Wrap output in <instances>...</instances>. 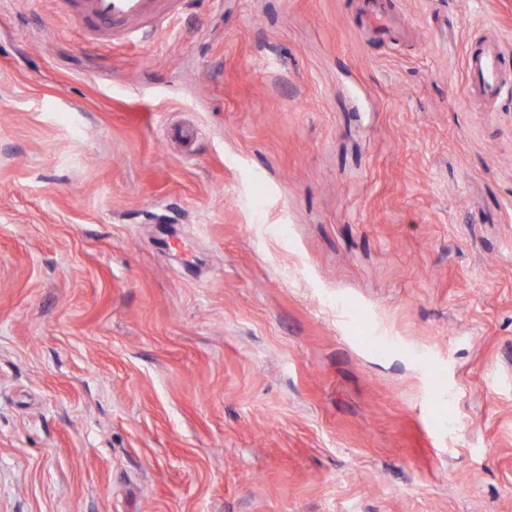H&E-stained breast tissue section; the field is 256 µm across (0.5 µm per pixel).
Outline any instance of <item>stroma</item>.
<instances>
[{"label":"stroma","mask_w":512,"mask_h":512,"mask_svg":"<svg viewBox=\"0 0 512 512\" xmlns=\"http://www.w3.org/2000/svg\"><path fill=\"white\" fill-rule=\"evenodd\" d=\"M0 0V512H512V0ZM83 22L88 41L140 43L171 28L185 0H64ZM464 69L472 91L489 101H498L505 87L504 77L510 73L512 58L498 42H489L467 51Z\"/></svg>","instance_id":"stroma-1"}]
</instances>
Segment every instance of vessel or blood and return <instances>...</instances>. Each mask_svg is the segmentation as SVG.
<instances>
[{
  "instance_id": "obj_1",
  "label": "vessel or blood",
  "mask_w": 512,
  "mask_h": 512,
  "mask_svg": "<svg viewBox=\"0 0 512 512\" xmlns=\"http://www.w3.org/2000/svg\"><path fill=\"white\" fill-rule=\"evenodd\" d=\"M83 22L91 44L139 43L171 28L185 0H66ZM464 69L473 92L489 101L499 100L504 77L512 72V56L500 43L490 42L467 51Z\"/></svg>"
}]
</instances>
